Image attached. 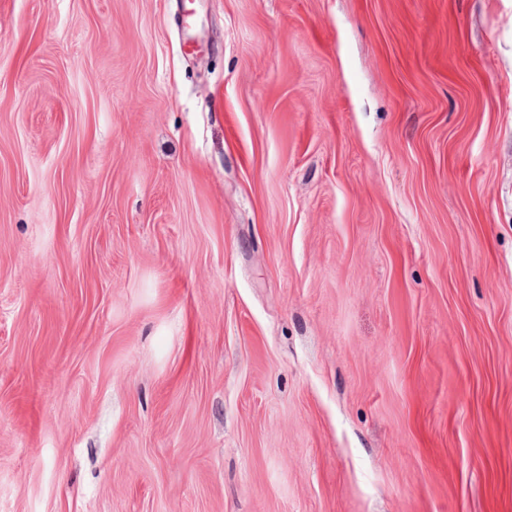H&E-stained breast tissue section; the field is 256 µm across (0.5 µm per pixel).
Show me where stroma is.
Returning a JSON list of instances; mask_svg holds the SVG:
<instances>
[{"label":"stroma","instance_id":"35a3bbf8","mask_svg":"<svg viewBox=\"0 0 512 512\" xmlns=\"http://www.w3.org/2000/svg\"><path fill=\"white\" fill-rule=\"evenodd\" d=\"M0 0V512H512V0Z\"/></svg>","mask_w":512,"mask_h":512}]
</instances>
